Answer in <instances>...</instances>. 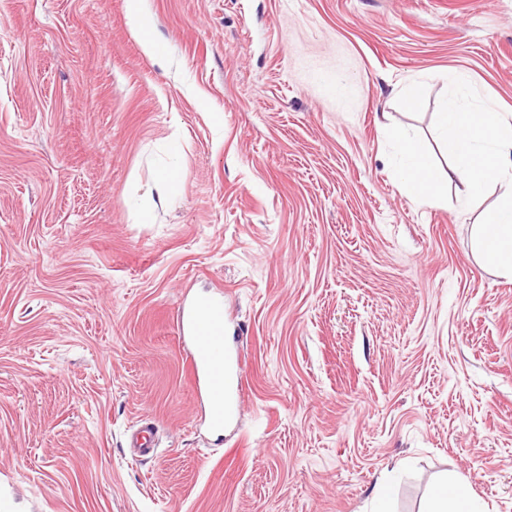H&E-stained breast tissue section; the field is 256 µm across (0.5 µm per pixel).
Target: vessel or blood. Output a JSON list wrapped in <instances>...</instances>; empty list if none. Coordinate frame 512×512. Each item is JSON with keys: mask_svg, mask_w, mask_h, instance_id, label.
Wrapping results in <instances>:
<instances>
[{"mask_svg": "<svg viewBox=\"0 0 512 512\" xmlns=\"http://www.w3.org/2000/svg\"><path fill=\"white\" fill-rule=\"evenodd\" d=\"M224 317L223 299L212 295L183 306L178 321L180 339L190 346L189 367L206 407L205 421L219 436L234 421L245 367L240 350L224 345ZM128 446L136 457L156 455L153 427L146 424L133 431Z\"/></svg>", "mask_w": 512, "mask_h": 512, "instance_id": "obj_1", "label": "vessel or blood"}]
</instances>
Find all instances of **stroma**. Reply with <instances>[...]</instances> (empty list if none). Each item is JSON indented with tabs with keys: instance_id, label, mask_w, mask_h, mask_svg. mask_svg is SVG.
Listing matches in <instances>:
<instances>
[{
	"instance_id": "obj_1",
	"label": "stroma",
	"mask_w": 512,
	"mask_h": 512,
	"mask_svg": "<svg viewBox=\"0 0 512 512\" xmlns=\"http://www.w3.org/2000/svg\"><path fill=\"white\" fill-rule=\"evenodd\" d=\"M0 0V512H512V282L386 130L466 75L512 113V0ZM154 41L157 57L144 41ZM178 176L169 188L160 180ZM247 353L205 414L182 299ZM158 428V455L127 431ZM127 448L135 457H153L158 448L155 445V431L151 424H145L128 437ZM448 502L452 504L451 509ZM477 509L465 483L446 479L436 487L422 512H480Z\"/></svg>"
}]
</instances>
